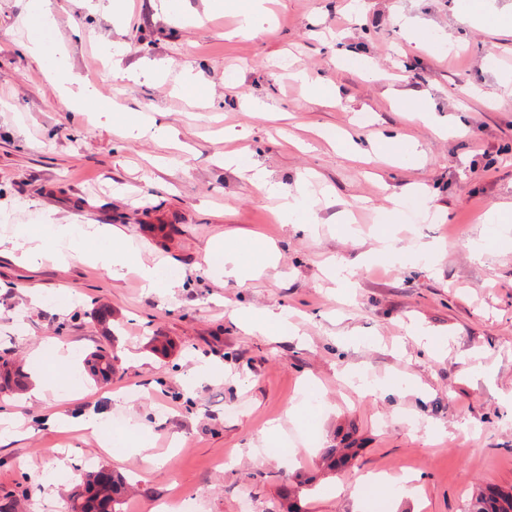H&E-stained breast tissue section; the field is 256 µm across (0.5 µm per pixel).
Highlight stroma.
<instances>
[{
  "label": "stroma",
  "mask_w": 512,
  "mask_h": 512,
  "mask_svg": "<svg viewBox=\"0 0 512 512\" xmlns=\"http://www.w3.org/2000/svg\"><path fill=\"white\" fill-rule=\"evenodd\" d=\"M474 5L263 0L251 33L250 0H50L56 55L42 59L25 49L29 0H0V351L47 383L38 399L0 393L12 424L0 499L58 512L90 457L134 480L126 503L139 512L184 497L199 512H283L301 480L302 512H466L482 490L512 491V223L481 224L512 208V0H485L479 22ZM55 61L95 88L88 111L68 107L47 74ZM315 76L341 102L316 97ZM398 91L431 104L433 124L409 120ZM127 113L164 133L128 131ZM340 130L377 160L351 159L328 138ZM393 135L424 159L392 161ZM228 151L270 172L273 191ZM286 194L306 209L280 224ZM416 203L428 218L413 224ZM55 224L82 229L65 259L12 255L17 232L47 237ZM94 227L164 263L173 287L90 262ZM258 232L276 251L259 277L206 264L214 245ZM264 310L286 312L296 336L237 317ZM96 349L118 358L110 382L83 365ZM203 364L216 375H194ZM348 369L398 388L365 392ZM300 401L308 417L295 422ZM87 416L112 430L76 429ZM327 448L357 455L330 471ZM373 474L394 491L359 493ZM407 474L418 481L405 491Z\"/></svg>",
  "instance_id": "stroma-1"
}]
</instances>
